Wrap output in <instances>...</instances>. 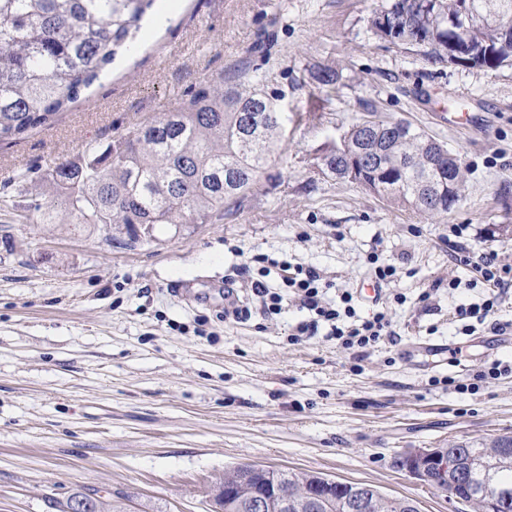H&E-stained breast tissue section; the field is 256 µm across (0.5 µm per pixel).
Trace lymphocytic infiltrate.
I'll return each mask as SVG.
<instances>
[{
	"label": "lymphocytic infiltrate",
	"mask_w": 512,
	"mask_h": 512,
	"mask_svg": "<svg viewBox=\"0 0 512 512\" xmlns=\"http://www.w3.org/2000/svg\"><path fill=\"white\" fill-rule=\"evenodd\" d=\"M466 230L463 224L450 225V256L459 264L473 267L489 286L479 302L456 311L464 335L472 336L488 326L501 330L494 315L504 294L512 291V264L503 263L498 253L474 251L465 240ZM332 287V282L316 268L272 259L262 268L260 278L248 280L240 289L227 287L224 316L236 321L255 315L268 318L293 306L305 311L306 317L291 326V342H300L322 330L340 348L361 354L378 343L394 341L396 332L386 305H378L364 316L359 312L356 292L345 289L336 300H327Z\"/></svg>",
	"instance_id": "obj_1"
}]
</instances>
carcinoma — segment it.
Segmentation results:
<instances>
[{
    "mask_svg": "<svg viewBox=\"0 0 512 512\" xmlns=\"http://www.w3.org/2000/svg\"><path fill=\"white\" fill-rule=\"evenodd\" d=\"M153 0H0V142L50 121L79 98L120 48L130 46L137 23ZM462 0H391L370 23L380 38L417 48L429 60L448 62V20ZM477 13L512 14V0H472ZM466 39L492 55L477 67H512V38L476 21ZM283 137L281 112L262 89L220 75L155 120L133 126L104 147L54 164L41 178L48 200L34 197L29 209L40 224H94L132 242L157 241L156 227L208 224L224 217V206L252 191L265 174ZM361 130L340 139L328 167L402 207L446 214L461 200V166L448 167L444 145L423 162L429 136L416 129L385 138L387 171L372 170L349 157ZM470 464V480L456 492L483 506L490 492L512 498V444L490 448L458 446ZM300 491L318 484L329 505L317 512H350L353 490L367 496L362 512H419L410 498H388L375 488L330 480L308 472L276 470Z\"/></svg>",
    "mask_w": 512,
    "mask_h": 512,
    "instance_id": "1",
    "label": "carcinoma"
}]
</instances>
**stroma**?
Returning <instances> with one entry per match:
<instances>
[{
  "mask_svg": "<svg viewBox=\"0 0 512 512\" xmlns=\"http://www.w3.org/2000/svg\"><path fill=\"white\" fill-rule=\"evenodd\" d=\"M387 0H156L54 120L0 144V512H62L76 494L105 512H212L209 490L242 465L311 471L473 512L394 464L414 448L512 439V334L461 332L487 286L448 256V227L512 263V69L433 64L379 38ZM338 73L318 83L319 69ZM257 83L288 121L259 185L223 220L110 242L104 229L37 224L21 179L100 148L181 105L205 82ZM409 121L458 156L464 195L445 216L336 179L323 158L368 111ZM369 285L370 255L397 267L385 294L396 343L363 359L318 335L293 344L291 310L221 322L224 281L256 255ZM459 281L449 289V281ZM427 301H420V294ZM205 335H198L199 320Z\"/></svg>",
  "mask_w": 512,
  "mask_h": 512,
  "instance_id": "35a3bbf8",
  "label": "stroma"
}]
</instances>
